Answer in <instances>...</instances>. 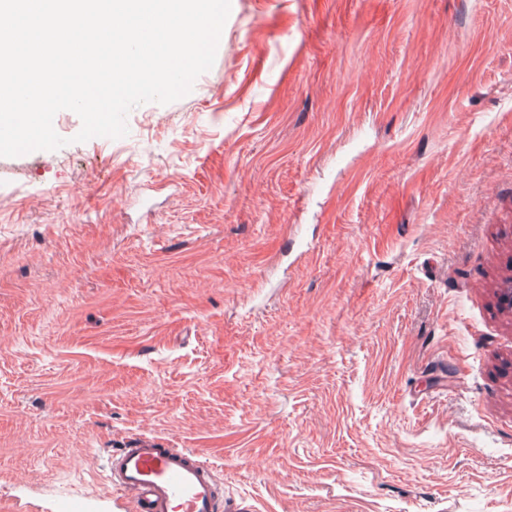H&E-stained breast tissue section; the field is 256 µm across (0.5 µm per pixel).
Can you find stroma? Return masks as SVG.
I'll return each mask as SVG.
<instances>
[{
  "label": "stroma",
  "mask_w": 512,
  "mask_h": 512,
  "mask_svg": "<svg viewBox=\"0 0 512 512\" xmlns=\"http://www.w3.org/2000/svg\"><path fill=\"white\" fill-rule=\"evenodd\" d=\"M121 139L0 157V512H512V0H231ZM109 485L136 512H221L224 498L211 468L187 448H169L142 437L110 452Z\"/></svg>",
  "instance_id": "35a3bbf8"
}]
</instances>
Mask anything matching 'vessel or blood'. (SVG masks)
<instances>
[{"mask_svg":"<svg viewBox=\"0 0 512 512\" xmlns=\"http://www.w3.org/2000/svg\"><path fill=\"white\" fill-rule=\"evenodd\" d=\"M109 485L135 512H222L224 498L211 468L193 451L143 437L110 452Z\"/></svg>","mask_w":512,"mask_h":512,"instance_id":"1","label":"vessel or blood"}]
</instances>
